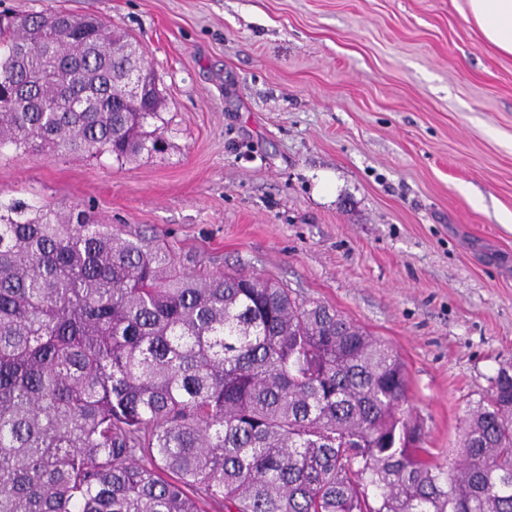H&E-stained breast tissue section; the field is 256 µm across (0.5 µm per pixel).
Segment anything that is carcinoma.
<instances>
[{
  "instance_id": "carcinoma-1",
  "label": "carcinoma",
  "mask_w": 512,
  "mask_h": 512,
  "mask_svg": "<svg viewBox=\"0 0 512 512\" xmlns=\"http://www.w3.org/2000/svg\"><path fill=\"white\" fill-rule=\"evenodd\" d=\"M0 14V150L161 152L124 96L127 41ZM84 210L0 203V512H512V371L453 468L404 408L397 353L270 278L188 274Z\"/></svg>"
}]
</instances>
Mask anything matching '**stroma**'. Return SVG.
I'll return each mask as SVG.
<instances>
[{
  "label": "stroma",
  "mask_w": 512,
  "mask_h": 512,
  "mask_svg": "<svg viewBox=\"0 0 512 512\" xmlns=\"http://www.w3.org/2000/svg\"><path fill=\"white\" fill-rule=\"evenodd\" d=\"M137 40L170 148L0 151V199L72 206L183 271L268 276L391 346L426 445L512 366V55L467 0H0Z\"/></svg>",
  "instance_id": "stroma-1"
}]
</instances>
